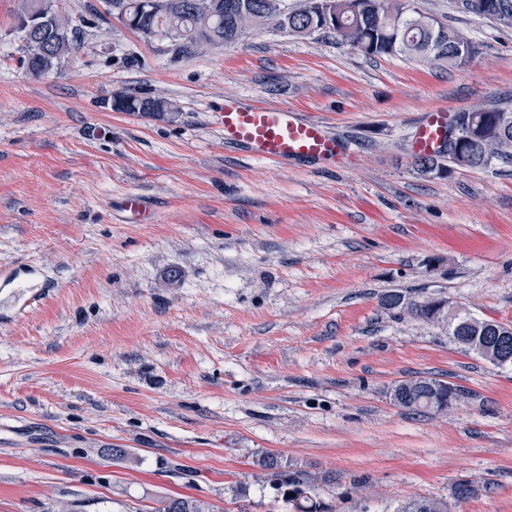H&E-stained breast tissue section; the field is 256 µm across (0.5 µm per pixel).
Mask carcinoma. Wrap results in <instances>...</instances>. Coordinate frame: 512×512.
<instances>
[{"instance_id":"cac0c4a2","label":"carcinoma","mask_w":512,"mask_h":512,"mask_svg":"<svg viewBox=\"0 0 512 512\" xmlns=\"http://www.w3.org/2000/svg\"><path fill=\"white\" fill-rule=\"evenodd\" d=\"M121 16L118 20L131 30L152 26L165 34L176 33L169 51L178 57H191L196 46L204 40L221 39L226 44L237 43L258 30H270L273 17L271 0H170L171 12L166 15H147L139 7L141 0H119ZM318 0H303L288 12L287 23L276 31L295 36L315 33L332 34L357 48L368 57L407 56L417 59L433 58L448 63L452 68L466 65L477 53L476 46L462 33L448 28L432 15L415 10L413 0H355L357 12L349 15L344 0H335L336 19L328 24L317 8ZM492 8L486 12L470 11L474 16L489 19L512 28V0H491ZM74 33L69 31L66 20L53 28L32 35L21 45L22 65L35 77L59 68L62 59L70 52ZM468 45L470 52L461 56L458 48ZM116 112H138L162 118L169 112V104L159 98L126 95L120 102H112ZM471 124L467 129L460 153L447 152L419 155L416 163L427 172L446 174L457 167L468 169L488 166L493 159H512V108L506 104L469 111ZM405 294L387 292L380 305L387 311H402L413 317L429 321L434 318L432 307L419 304L403 309L400 306ZM476 336L497 347L505 357L512 356V326L491 319H479L463 311L458 316H448V334ZM420 383L414 396L403 400L399 407L414 412H432L435 404L447 396L444 389H434L433 378L419 377ZM262 467L279 486L287 487L288 503L293 512H328L327 508L309 494L310 482L301 472H281L276 457L263 460ZM156 512H210L209 505L193 499L170 498L163 501ZM398 512H436V502L413 499L404 503Z\"/></svg>"}]
</instances>
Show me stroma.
Returning <instances> with one entry per match:
<instances>
[{"label":"stroma","mask_w":512,"mask_h":512,"mask_svg":"<svg viewBox=\"0 0 512 512\" xmlns=\"http://www.w3.org/2000/svg\"><path fill=\"white\" fill-rule=\"evenodd\" d=\"M56 4L77 46L35 78L0 0V512H289L266 455L333 512H512V370L380 305L512 325V161L439 177L413 141L430 109L512 104V29L415 0L473 41L467 65L271 31L176 59L107 0ZM131 93L174 110L113 111ZM228 96L322 121L350 165L226 143ZM416 376L469 397L395 406ZM461 479L480 494L454 499ZM403 297L406 298L407 296L402 292H387L382 295L380 305L387 311L398 310L399 312L410 314L413 317L426 322L435 317V311L433 308L424 304H415L412 308L403 309L400 306Z\"/></svg>","instance_id":"1"}]
</instances>
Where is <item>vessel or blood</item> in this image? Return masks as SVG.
<instances>
[{
	"label": "vessel or blood",
	"mask_w": 512,
	"mask_h": 512,
	"mask_svg": "<svg viewBox=\"0 0 512 512\" xmlns=\"http://www.w3.org/2000/svg\"><path fill=\"white\" fill-rule=\"evenodd\" d=\"M221 122L225 141L245 145L252 156L263 161L309 159L335 166L350 161L347 146L329 135L322 122L288 107H269L244 97H228L224 100ZM447 124L445 110L426 112L417 128V151H436Z\"/></svg>",
	"instance_id": "vessel-or-blood-1"
}]
</instances>
